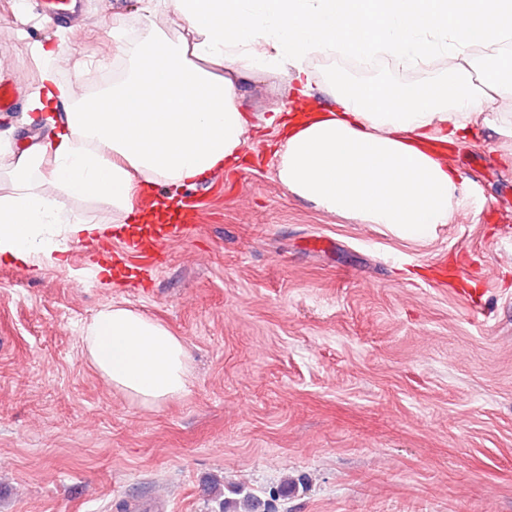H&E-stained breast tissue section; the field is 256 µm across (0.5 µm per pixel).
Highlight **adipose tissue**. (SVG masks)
I'll return each mask as SVG.
<instances>
[{"instance_id":"adipose-tissue-1","label":"adipose tissue","mask_w":512,"mask_h":512,"mask_svg":"<svg viewBox=\"0 0 512 512\" xmlns=\"http://www.w3.org/2000/svg\"><path fill=\"white\" fill-rule=\"evenodd\" d=\"M136 34L112 29L121 75L93 94L73 97L54 115L55 51L35 43L45 63L30 107L42 112L51 141L13 152L7 174L22 189L0 197V255L61 263L57 235L109 228L69 213L62 197L101 198L116 218L154 214V187L192 186L238 161L252 116L238 83L259 72L294 70L295 95L310 89L308 61L321 54L379 52L425 61L441 50L455 57L476 44L495 45L512 32V0H139ZM176 19L181 38L165 35ZM512 96V60L497 54L473 68L450 66L442 81L347 85L333 106L281 119L277 176L317 207L399 238L421 240L447 223L459 177L429 146L467 132L487 98ZM91 367L140 404L183 395L190 353L159 320L112 304L86 326Z\"/></svg>"}]
</instances>
